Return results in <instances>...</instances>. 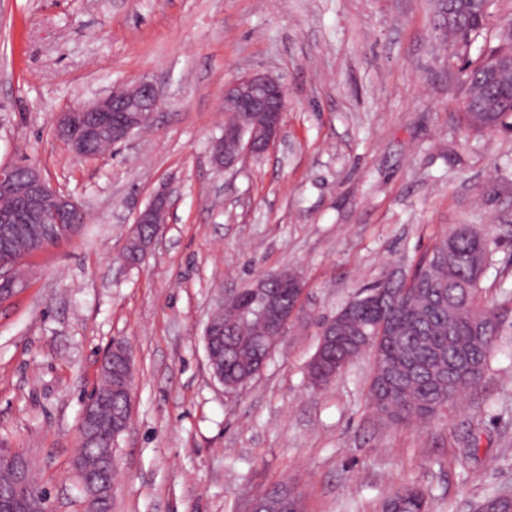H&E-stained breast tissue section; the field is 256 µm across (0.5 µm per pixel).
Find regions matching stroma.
<instances>
[{"mask_svg":"<svg viewBox=\"0 0 512 512\" xmlns=\"http://www.w3.org/2000/svg\"><path fill=\"white\" fill-rule=\"evenodd\" d=\"M435 0H0V165L39 168L82 206L72 241L26 257L0 306V448L39 468L54 512H84L72 463L98 361L133 354L112 512H250L287 484L306 512H378L401 485L432 512L512 492V131L466 134ZM279 76L278 140L211 160L225 83ZM154 82L151 124L92 160L57 112ZM173 205L147 258H120L160 188ZM458 224L497 245L484 301L507 327L481 383L423 425L378 420L373 356L315 388L316 320L389 269L410 270ZM297 268L305 315L264 368L228 391L203 343L221 295Z\"/></svg>","mask_w":512,"mask_h":512,"instance_id":"stroma-1","label":"stroma"}]
</instances>
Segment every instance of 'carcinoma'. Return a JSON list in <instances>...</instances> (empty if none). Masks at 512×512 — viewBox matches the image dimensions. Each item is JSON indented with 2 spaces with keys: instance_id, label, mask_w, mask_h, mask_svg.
Segmentation results:
<instances>
[{
  "instance_id": "1",
  "label": "carcinoma",
  "mask_w": 512,
  "mask_h": 512,
  "mask_svg": "<svg viewBox=\"0 0 512 512\" xmlns=\"http://www.w3.org/2000/svg\"><path fill=\"white\" fill-rule=\"evenodd\" d=\"M490 5L482 0H442L439 15L457 21L456 38L448 41V64L457 71L464 95L459 124L485 133L512 127V74L503 84L485 80L487 69L512 53V17L499 24V44L481 61L465 59L466 45L491 22ZM153 225L138 224L125 258L139 260V246ZM491 239L472 224L456 225L422 255L405 275L390 285L380 281L358 293L336 311V340L329 362L316 369L321 385L368 351L374 356L370 402L391 423L425 422L436 417L467 389L477 386L496 347L503 320L482 303L481 283L492 266ZM260 328L252 321L224 324V335L209 341L214 377L235 382L260 364L265 347L257 344ZM121 364L101 370L98 388L99 438L107 443L112 417L122 410ZM401 512H431L427 493L415 485L394 489L379 503V512L397 504Z\"/></svg>"
}]
</instances>
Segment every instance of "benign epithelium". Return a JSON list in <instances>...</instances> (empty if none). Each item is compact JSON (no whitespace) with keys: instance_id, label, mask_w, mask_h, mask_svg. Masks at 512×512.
<instances>
[{"instance_id":"obj_1","label":"benign epithelium","mask_w":512,"mask_h":512,"mask_svg":"<svg viewBox=\"0 0 512 512\" xmlns=\"http://www.w3.org/2000/svg\"><path fill=\"white\" fill-rule=\"evenodd\" d=\"M159 101L158 87L147 79H141L103 94L88 104L57 113L54 131L74 156L94 158L96 154L88 151L90 143L104 135L111 138V146L128 140L136 130L150 123ZM287 107L286 86L272 75L245 74L225 84L224 111L245 115L263 112L265 117L260 123L224 127V139L214 142L213 163L220 168H229L245 152L251 155L265 153L280 133ZM226 140L234 142V148L228 152L224 151ZM0 198L19 201L15 209H0V223L13 225L12 232L3 239V246L11 250L24 252L29 248V235L22 232V225L48 224L52 239L63 241L73 236L74 217L83 213L70 195L51 186L43 174L31 166L0 165ZM170 206V193L159 190L136 213L134 223L143 224L151 220L162 224ZM260 283L263 286L272 284L274 289L263 291V307L257 312V317L265 324V335L281 337L299 318L301 304L289 309L279 307L277 289L288 288L302 298L306 283L297 270L288 267L262 276ZM23 287L25 283L17 276L16 265L0 264V304L9 301ZM95 417V404L90 400L81 415V423L88 430L80 442H96L97 433L92 429ZM0 454L14 464V491L21 498L27 497V457L20 451L4 448ZM100 458L99 472L81 477L86 512H101L103 504L114 495L115 450L101 451Z\"/></svg>"}]
</instances>
